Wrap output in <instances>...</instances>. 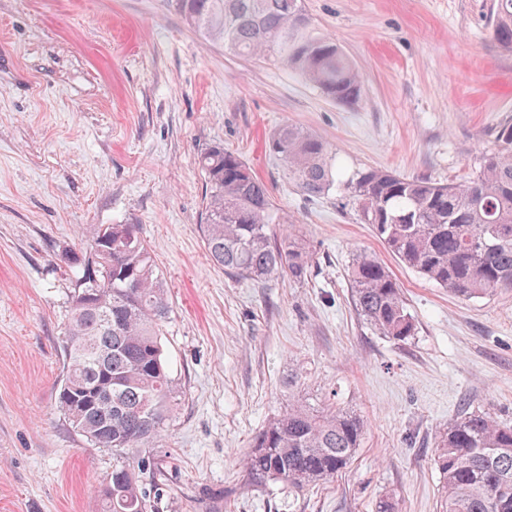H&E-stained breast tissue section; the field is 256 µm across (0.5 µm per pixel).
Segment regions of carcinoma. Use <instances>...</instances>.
Returning a JSON list of instances; mask_svg holds the SVG:
<instances>
[{"label": "carcinoma", "instance_id": "1", "mask_svg": "<svg viewBox=\"0 0 512 512\" xmlns=\"http://www.w3.org/2000/svg\"><path fill=\"white\" fill-rule=\"evenodd\" d=\"M186 21L230 52L276 62L323 94L356 104L362 80L354 63L316 31L301 0H177ZM491 37L512 51V0H493ZM289 178L307 197L338 188L400 264L462 299L512 288V122L479 169L458 183L364 167L338 179L339 159L322 137L291 124L271 138ZM205 193L201 239L213 266L257 284L275 275L300 281L312 255L280 223L271 190L237 153L212 145L198 156ZM56 260L69 269L63 379L57 407L95 446L112 449L102 512H150L146 484L163 464L140 449L163 436L174 388L162 336L171 306L154 253L137 224H94L87 244L65 246ZM359 315L381 335L404 341L416 325L388 267L360 254L349 267ZM364 439V423L333 407L295 400L256 436L243 463L258 482L302 489L345 469ZM443 478V512H512V424L464 412L434 438Z\"/></svg>", "mask_w": 512, "mask_h": 512}]
</instances>
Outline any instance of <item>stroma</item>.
Returning a JSON list of instances; mask_svg holds the SVG:
<instances>
[{
	"label": "stroma",
	"mask_w": 512,
	"mask_h": 512,
	"mask_svg": "<svg viewBox=\"0 0 512 512\" xmlns=\"http://www.w3.org/2000/svg\"><path fill=\"white\" fill-rule=\"evenodd\" d=\"M302 5L359 68L357 104L225 51L176 0H0V512H101L112 451L56 404L69 275L55 255L94 224L140 226L173 309L174 412L150 450L166 469L158 512H376L386 497L440 512L436 432L467 411L512 422V289L463 300L400 265L348 197L302 195L268 145L293 124L348 172L467 179L512 121L492 0ZM218 143L270 185L311 277L257 284L211 266L197 157ZM359 253L393 272L414 336L359 316L347 278ZM292 399L365 426L349 466L302 490L243 465Z\"/></svg>",
	"instance_id": "1"
}]
</instances>
